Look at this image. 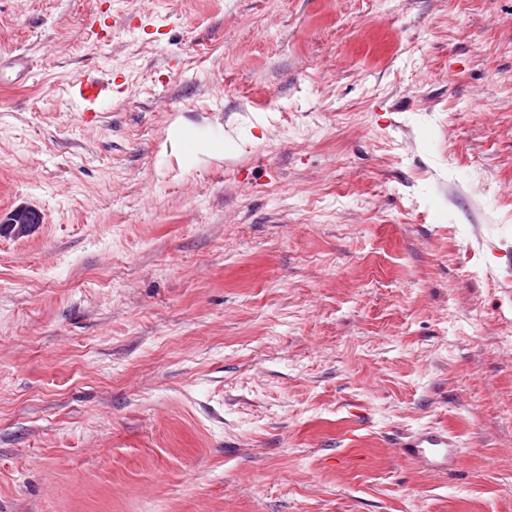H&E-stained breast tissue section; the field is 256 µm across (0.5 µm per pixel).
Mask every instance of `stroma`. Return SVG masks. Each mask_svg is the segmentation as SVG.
I'll return each instance as SVG.
<instances>
[{"label": "stroma", "instance_id": "1", "mask_svg": "<svg viewBox=\"0 0 512 512\" xmlns=\"http://www.w3.org/2000/svg\"><path fill=\"white\" fill-rule=\"evenodd\" d=\"M21 52L0 512H512V0H0ZM84 78L83 76L79 79L78 93L71 97L75 112H93L92 105L99 99L103 90L96 80ZM447 434L426 431L406 436L400 443L402 454L432 471L460 472L461 456Z\"/></svg>", "mask_w": 512, "mask_h": 512}]
</instances>
